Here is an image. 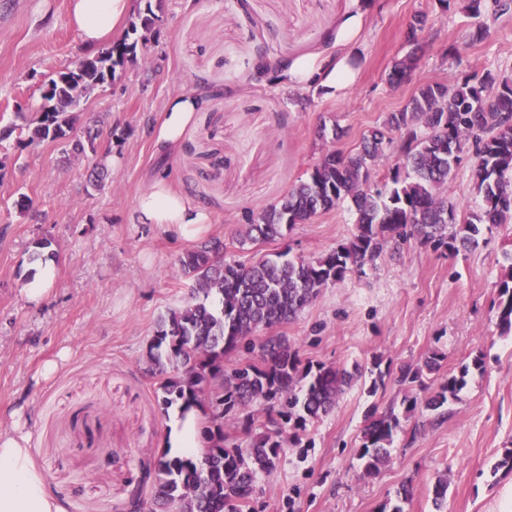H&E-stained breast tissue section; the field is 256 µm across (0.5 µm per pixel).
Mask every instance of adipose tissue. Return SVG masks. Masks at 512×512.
Listing matches in <instances>:
<instances>
[{"label": "adipose tissue", "instance_id": "ef3b65f1", "mask_svg": "<svg viewBox=\"0 0 512 512\" xmlns=\"http://www.w3.org/2000/svg\"><path fill=\"white\" fill-rule=\"evenodd\" d=\"M132 11V0H70L69 19L84 45L94 49L111 40L115 28ZM283 78L292 88L333 98L344 95L355 84L357 72L345 54L305 57L288 66ZM202 106V99L194 94L177 93L168 98L160 121L152 129L155 154L166 157L177 151ZM136 214L138 223L165 225L182 241L200 239L211 229L208 212L162 177L155 178L139 195ZM199 422L198 410H175L164 447L181 456L198 454L203 446ZM28 444L26 435L0 429V512H61L59 503L47 491Z\"/></svg>", "mask_w": 512, "mask_h": 512}]
</instances>
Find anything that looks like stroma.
<instances>
[{
    "label": "stroma",
    "instance_id": "1",
    "mask_svg": "<svg viewBox=\"0 0 512 512\" xmlns=\"http://www.w3.org/2000/svg\"><path fill=\"white\" fill-rule=\"evenodd\" d=\"M0 0V124L25 126L49 79L90 56L68 19V0ZM351 0H161L146 40L112 81L91 90L74 136L94 129V147L74 156L61 141L0 142V428L27 434L36 464L65 512H128L145 467L162 451L168 412L159 404L147 345L191 282L178 259L190 246L162 224L134 221L139 194L164 174L208 211L230 261L264 254L315 259L347 242L349 203L298 224L284 238L238 245L249 215L307 177L329 149L354 153L362 133L404 107L419 85L486 70L512 77V15L488 19L470 41L473 18L440 0H372L352 60L346 97L289 88L276 63L336 51ZM416 68L387 82L409 46L418 12ZM192 92L204 105L181 150L155 155L151 129L165 100ZM344 136L333 141V128ZM113 166L90 179L103 156ZM59 263L48 298L31 304L30 267L38 240ZM512 269V220L484 232L478 247L448 253L413 240L387 243L380 258L322 288L298 316L273 328L303 363L360 368L335 408L308 426L260 473L253 512H379L404 484V512H512V472H494L512 448V335L497 325L499 286ZM441 374L469 366L446 413H407L393 372L425 357ZM485 366L472 368L474 358ZM59 364L45 371L47 362ZM385 384L368 394L372 379ZM401 423L389 461L364 475L356 452L369 406ZM94 442H87L86 430ZM447 479L443 506L433 488Z\"/></svg>",
    "mask_w": 512,
    "mask_h": 512
}]
</instances>
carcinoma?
I'll list each match as a JSON object with an SVG mask.
<instances>
[{
  "label": "carcinoma",
  "instance_id": "carcinoma-1",
  "mask_svg": "<svg viewBox=\"0 0 512 512\" xmlns=\"http://www.w3.org/2000/svg\"><path fill=\"white\" fill-rule=\"evenodd\" d=\"M461 9L474 18L512 11V0H461ZM153 25L149 13L131 22L129 34L105 51L86 57L45 84L39 116L28 127L31 143L67 138L84 93L114 76L134 54L138 40L130 36ZM411 52L397 60L388 82L395 87L416 67ZM490 131L476 143L472 161L473 190L479 211L456 223V206L447 190L454 170L464 160V148L474 127ZM422 134L406 147L389 168L383 187H366L373 167L389 160L394 136ZM351 202L356 232L345 243L315 259H286L278 254L252 263L224 261V240L212 237L180 258L185 277L192 281L184 304L168 311L149 344L147 356L160 376L157 391L162 404L176 403L201 411V455L171 457L161 452L147 467L154 474L150 512H245L255 492L257 475L278 465L286 445L301 443L306 425L326 415L338 395L359 374L345 368L302 364L297 348L282 336L255 344L254 334L295 318L329 283L351 271L364 272L381 253L383 244L411 238L450 252L476 247L485 224L512 219V80L487 71L447 83L419 86L406 105L388 113L383 122L363 135L357 151L345 156L330 149L288 193L250 218L238 243L273 241L296 224H303L339 203ZM500 334H512V274L500 285ZM244 350L254 360L224 369V355ZM440 369L432 355L421 364H402L394 381L408 386L424 373ZM469 367L439 378L431 394L420 400L407 396L406 412L417 407L441 413L465 386ZM268 417L263 429H252L257 407ZM245 414L249 447L226 444L224 416ZM292 424L284 434L283 425ZM394 414H365L357 459L363 473L372 475L388 462L400 429Z\"/></svg>",
  "mask_w": 512,
  "mask_h": 512
}]
</instances>
